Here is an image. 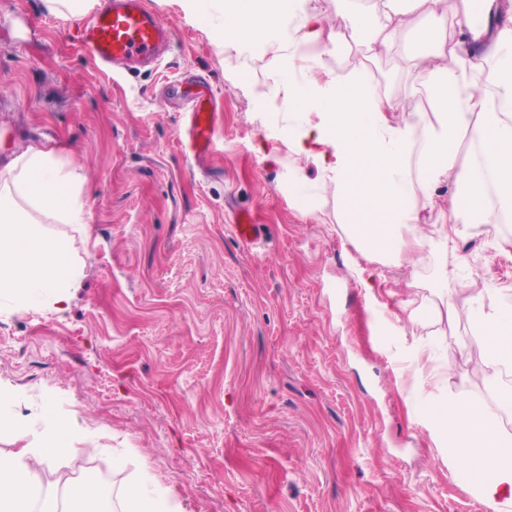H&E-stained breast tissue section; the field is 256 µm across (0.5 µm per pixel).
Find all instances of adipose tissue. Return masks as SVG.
Here are the masks:
<instances>
[{
    "mask_svg": "<svg viewBox=\"0 0 512 512\" xmlns=\"http://www.w3.org/2000/svg\"><path fill=\"white\" fill-rule=\"evenodd\" d=\"M370 42L389 47L412 16L427 19L417 65L443 116L431 129L404 102L341 75L300 79L296 58L324 56L345 47L342 32H325L309 0H225L224 45L257 48L287 40L288 60L278 65L288 93L283 105L297 115L287 133L296 153L312 159L336 187L348 229L364 254L398 257L401 228L414 226L415 183L448 178V221L438 234L449 240L497 223L512 213V12L500 14L497 0H457L459 24L468 40L447 37L444 0H339ZM317 113L316 124L306 123ZM479 146L473 165L457 162V131ZM80 167L65 164L45 144L28 146L0 168V310L37 307L64 315L73 288L84 278L70 239L50 232L53 224L87 234ZM496 302L471 315L473 342L485 359L512 361V288L495 291ZM14 391L0 382V434L18 443L0 453V512H60L55 496L43 491L39 467L78 452L92 437L78 413L51 416L41 432L14 413ZM427 430L447 449L455 472L484 462L489 479L473 482L492 512H512V439L479 404L457 397L429 406ZM119 512H184L149 468L124 489Z\"/></svg>",
    "mask_w": 512,
    "mask_h": 512,
    "instance_id": "1",
    "label": "adipose tissue"
}]
</instances>
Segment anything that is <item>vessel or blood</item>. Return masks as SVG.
<instances>
[{"label": "vessel or blood", "mask_w": 512, "mask_h": 512, "mask_svg": "<svg viewBox=\"0 0 512 512\" xmlns=\"http://www.w3.org/2000/svg\"><path fill=\"white\" fill-rule=\"evenodd\" d=\"M78 40L102 69L129 70L156 63L170 45L172 32L144 0H104ZM187 106L188 148L201 162L214 149L212 116L199 99H188Z\"/></svg>", "instance_id": "1"}]
</instances>
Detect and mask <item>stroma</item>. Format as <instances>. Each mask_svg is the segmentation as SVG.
Segmentation results:
<instances>
[{"label":"stroma","instance_id":"stroma-1","mask_svg":"<svg viewBox=\"0 0 512 512\" xmlns=\"http://www.w3.org/2000/svg\"><path fill=\"white\" fill-rule=\"evenodd\" d=\"M145 3L172 29L169 52L156 69L106 74L79 45L82 20L0 0V132L14 152L50 144L81 168L91 231L73 239L85 278L65 316L0 314V378L16 411L41 418L47 399L55 414L78 411L134 460L117 471L110 453H76L41 469L43 488L69 512L60 475L103 477L112 502L143 462L185 512H490L424 421L461 391L498 411L467 347L473 309L512 285V223L442 240L443 180L416 191L422 247L363 257L335 187L270 126L273 113L288 122L270 66L287 41L228 51L220 0ZM413 43L351 38L299 68L362 77L434 125ZM176 81L211 101L216 150L202 165L181 145ZM297 175L313 203L290 191ZM243 211L266 227L257 246L235 235ZM411 298L456 315L411 323Z\"/></svg>","mask_w":512,"mask_h":512}]
</instances>
